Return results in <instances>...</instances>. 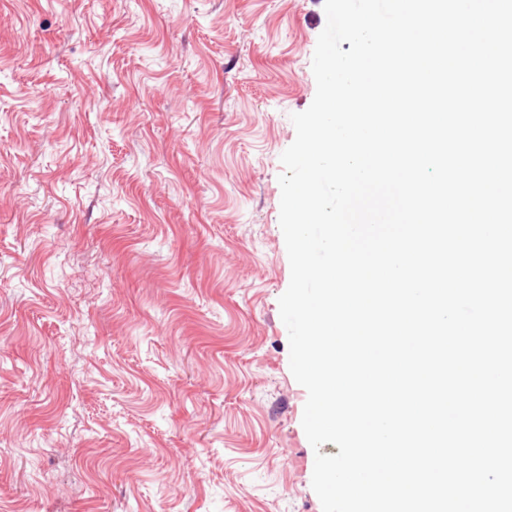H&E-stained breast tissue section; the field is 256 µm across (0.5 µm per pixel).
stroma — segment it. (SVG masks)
<instances>
[{"instance_id": "obj_1", "label": "stroma", "mask_w": 512, "mask_h": 512, "mask_svg": "<svg viewBox=\"0 0 512 512\" xmlns=\"http://www.w3.org/2000/svg\"><path fill=\"white\" fill-rule=\"evenodd\" d=\"M324 0H0V512H322L279 309Z\"/></svg>"}]
</instances>
